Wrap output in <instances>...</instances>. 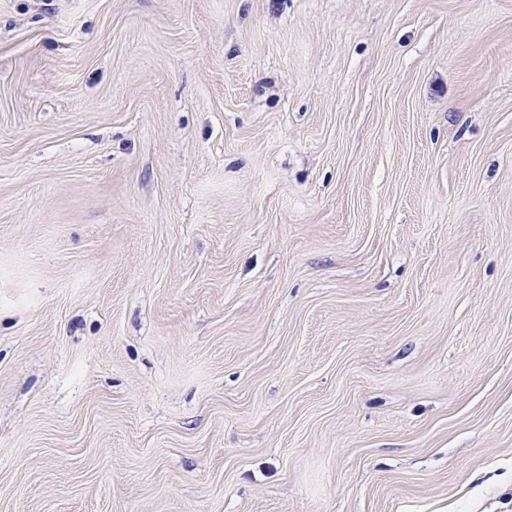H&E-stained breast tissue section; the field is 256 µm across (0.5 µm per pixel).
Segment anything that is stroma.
Masks as SVG:
<instances>
[{
  "label": "stroma",
  "instance_id": "obj_1",
  "mask_svg": "<svg viewBox=\"0 0 512 512\" xmlns=\"http://www.w3.org/2000/svg\"><path fill=\"white\" fill-rule=\"evenodd\" d=\"M0 512H512V0H0Z\"/></svg>",
  "mask_w": 512,
  "mask_h": 512
}]
</instances>
